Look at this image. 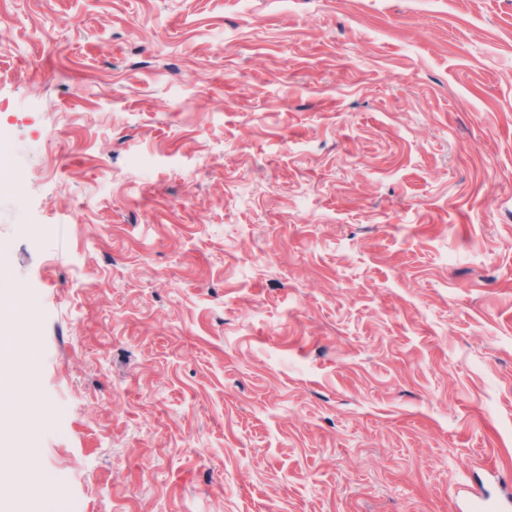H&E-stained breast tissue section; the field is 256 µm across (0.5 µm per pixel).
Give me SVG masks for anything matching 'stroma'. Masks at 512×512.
Returning a JSON list of instances; mask_svg holds the SVG:
<instances>
[{"instance_id":"stroma-1","label":"stroma","mask_w":512,"mask_h":512,"mask_svg":"<svg viewBox=\"0 0 512 512\" xmlns=\"http://www.w3.org/2000/svg\"><path fill=\"white\" fill-rule=\"evenodd\" d=\"M0 361L19 512H453L512 468V0H0Z\"/></svg>"}]
</instances>
